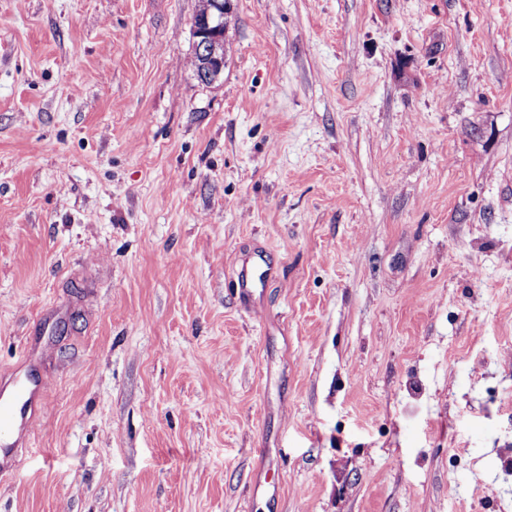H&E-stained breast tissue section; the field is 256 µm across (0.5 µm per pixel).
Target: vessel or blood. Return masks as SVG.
I'll return each mask as SVG.
<instances>
[{
	"label": "vessel or blood",
	"instance_id": "b4317fda",
	"mask_svg": "<svg viewBox=\"0 0 512 512\" xmlns=\"http://www.w3.org/2000/svg\"><path fill=\"white\" fill-rule=\"evenodd\" d=\"M50 395L47 383L29 376L0 386V477L9 476L28 447L38 405Z\"/></svg>",
	"mask_w": 512,
	"mask_h": 512
}]
</instances>
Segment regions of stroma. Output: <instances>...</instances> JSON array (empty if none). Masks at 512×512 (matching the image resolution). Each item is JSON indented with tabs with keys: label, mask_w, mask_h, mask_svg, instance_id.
<instances>
[{
	"label": "stroma",
	"mask_w": 512,
	"mask_h": 512,
	"mask_svg": "<svg viewBox=\"0 0 512 512\" xmlns=\"http://www.w3.org/2000/svg\"><path fill=\"white\" fill-rule=\"evenodd\" d=\"M200 6L0 0V512H512V0ZM213 4V15L207 17L204 23L193 31L194 53L200 61L199 77L203 83L208 84L215 82L224 71L223 36L218 34L217 30L222 27L227 5L223 0H215ZM268 269H263L256 258L250 266L242 268L237 275V285L243 295H249L252 288L255 287L256 281L262 277L269 276ZM50 395L47 383L35 376L13 380L0 387V477L9 476L19 456L28 450V439L38 405ZM17 432V436H15Z\"/></svg>",
	"instance_id": "35a3bbf8"
}]
</instances>
